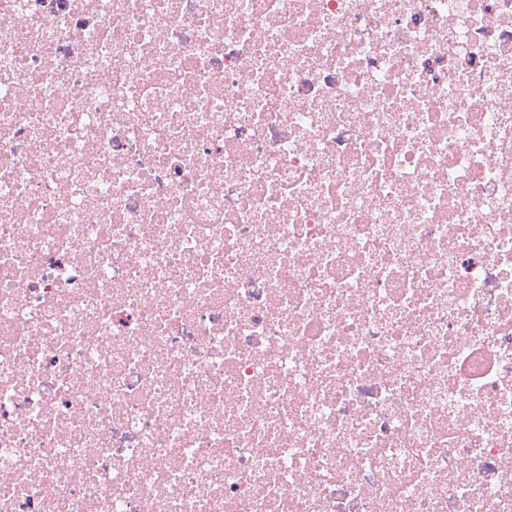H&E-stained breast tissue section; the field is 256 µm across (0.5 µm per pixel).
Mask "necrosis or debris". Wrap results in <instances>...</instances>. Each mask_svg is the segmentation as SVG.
<instances>
[{"mask_svg":"<svg viewBox=\"0 0 512 512\" xmlns=\"http://www.w3.org/2000/svg\"><path fill=\"white\" fill-rule=\"evenodd\" d=\"M0 512H512V0H0Z\"/></svg>","mask_w":512,"mask_h":512,"instance_id":"1","label":"necrosis or debris"}]
</instances>
